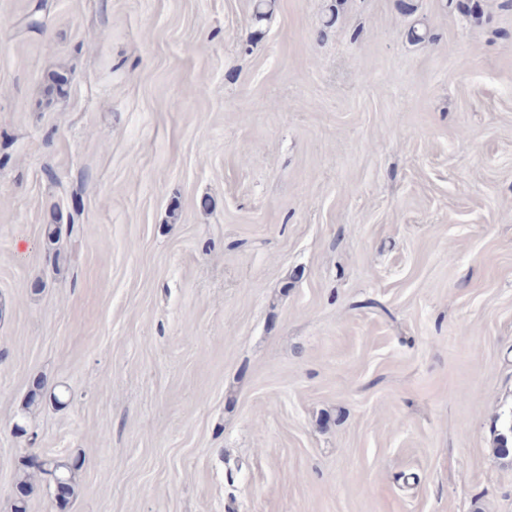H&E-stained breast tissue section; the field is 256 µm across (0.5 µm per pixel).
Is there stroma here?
<instances>
[{"mask_svg": "<svg viewBox=\"0 0 512 512\" xmlns=\"http://www.w3.org/2000/svg\"><path fill=\"white\" fill-rule=\"evenodd\" d=\"M254 3L0 0V512H512V0ZM66 230V232H65ZM65 230L61 228V224H47L44 234L45 247L48 256L52 258L54 265H60V262L66 260L64 247H62L61 240L63 236L70 238V242L76 241L84 234V227L82 224H65ZM68 230V232H67ZM32 469L40 475L49 476L50 482L54 485V490L57 486L61 488V493L55 494V498L61 509L67 508L69 497L74 492L73 482L77 466L69 460L55 457L41 460L37 467L32 466L27 460H22V476L18 483L19 494L15 496L14 512H26L25 498L30 491L29 479L31 475L29 471Z\"/></svg>", "mask_w": 512, "mask_h": 512, "instance_id": "1", "label": "stroma"}]
</instances>
